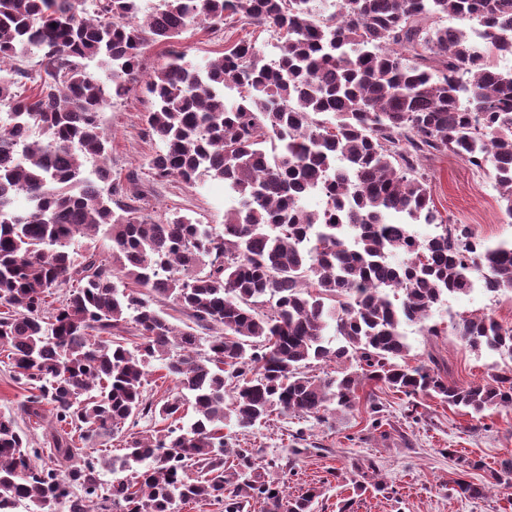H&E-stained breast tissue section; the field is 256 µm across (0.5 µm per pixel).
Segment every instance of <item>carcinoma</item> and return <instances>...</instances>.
Returning <instances> with one entry per match:
<instances>
[{"label": "carcinoma", "mask_w": 512, "mask_h": 512, "mask_svg": "<svg viewBox=\"0 0 512 512\" xmlns=\"http://www.w3.org/2000/svg\"><path fill=\"white\" fill-rule=\"evenodd\" d=\"M93 2L0 0V351L27 392L21 419L0 415V512H314L320 491L289 496L281 465L224 430L323 424L362 402L376 413L360 394L370 382L471 415L512 408L511 376L451 384L431 353L405 362L403 330L441 336L433 307L475 275L512 291V241L475 246L438 220L420 169L447 153L491 167L512 218V72L492 63L512 55V0ZM228 19L273 29L275 56L238 42L202 64L173 50L145 68L152 45ZM27 54L40 57L32 79L16 66ZM136 84L161 143L148 173L224 182L238 207L222 227L154 215L112 178L103 114ZM313 187L321 210L302 205ZM414 224L438 234L419 239ZM98 234L111 258L73 248ZM153 295L192 324L175 327ZM457 333L512 357V327L490 314ZM155 362L175 383L164 399L147 389ZM142 420L168 426L134 431ZM21 421L47 449L29 447ZM125 426L120 453L94 447ZM457 466L454 490L485 498L490 486L464 479L482 463ZM491 478L511 489L512 460Z\"/></svg>", "instance_id": "1"}]
</instances>
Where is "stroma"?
<instances>
[{
    "label": "stroma",
    "mask_w": 512,
    "mask_h": 512,
    "mask_svg": "<svg viewBox=\"0 0 512 512\" xmlns=\"http://www.w3.org/2000/svg\"><path fill=\"white\" fill-rule=\"evenodd\" d=\"M275 38L269 28L239 23L216 34L197 29L183 34L175 45L152 46L149 59L162 60L175 49L200 63L219 56L235 41L248 40L262 48ZM150 108V101L136 89L106 110L103 121L112 138L113 177L141 171L144 160L155 152L156 141L145 134ZM425 171L435 205L450 223L466 225L475 238L488 244L512 239V222L501 212L491 177L448 154L427 162ZM142 188L147 208L162 217L186 215L218 226L237 205L223 183L210 179L197 187L175 179L146 180ZM483 313L512 326V292L494 298L467 293L448 299L432 316L442 331L436 338L422 335L418 326H406L408 363L436 354L448 363L449 382L459 385L512 375V357L471 351L457 336L462 318ZM373 392L383 405L378 417L381 427H373L375 417L362 407L336 412L326 425L281 417L271 426L253 430L248 439L267 461L286 457L293 435L303 432L309 452L288 466L282 479L293 495L311 486L322 487L316 512H339L341 500L347 498L353 501V512H512V489L490 492L481 500L461 498L453 489L457 457L482 461V469L469 474L477 483L490 482L492 470L512 458V408L473 417L433 397L412 400L383 385ZM361 459L375 462L383 489L361 491L343 478L344 469Z\"/></svg>",
    "instance_id": "1"
}]
</instances>
